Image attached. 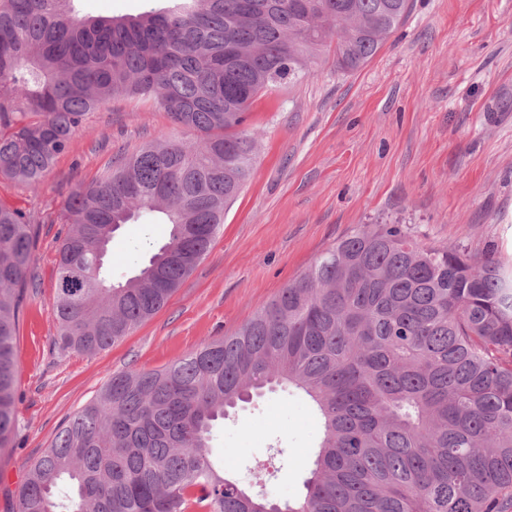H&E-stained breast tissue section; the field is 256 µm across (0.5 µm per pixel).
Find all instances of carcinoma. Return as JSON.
<instances>
[{"instance_id":"obj_1","label":"carcinoma","mask_w":512,"mask_h":512,"mask_svg":"<svg viewBox=\"0 0 512 512\" xmlns=\"http://www.w3.org/2000/svg\"><path fill=\"white\" fill-rule=\"evenodd\" d=\"M73 0H0V178L39 188L83 116L116 95L154 101L195 139L146 144L78 186L55 265L58 348L95 353L153 317L208 254L251 177L257 100L320 52L349 73L409 0H179L135 18ZM168 239L106 283L122 225ZM35 228L0 204V448L15 429L20 293ZM286 386L319 413L305 493L280 503L227 477L216 422ZM15 512H512V265L366 226L231 336L160 369L111 376L28 466Z\"/></svg>"}]
</instances>
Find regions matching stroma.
<instances>
[{"mask_svg": "<svg viewBox=\"0 0 512 512\" xmlns=\"http://www.w3.org/2000/svg\"><path fill=\"white\" fill-rule=\"evenodd\" d=\"M174 0H75L83 17H135ZM250 181L224 213L207 256L168 304L106 350H59L54 266L63 207L78 185L143 144L182 137L153 102L112 98L88 113L44 184L0 180V203L35 226L31 278L17 324V425L0 450V512H13L31 460L114 374L159 369L229 336L330 249L374 224H401L425 244L494 251L512 263V0H410L409 13L359 71L333 55L258 100ZM153 217L124 225L104 259L119 282L166 242ZM323 434L302 396L265 393L217 424L227 477L298 498ZM274 448L284 449L271 457Z\"/></svg>", "mask_w": 512, "mask_h": 512, "instance_id": "stroma-1", "label": "stroma"}]
</instances>
